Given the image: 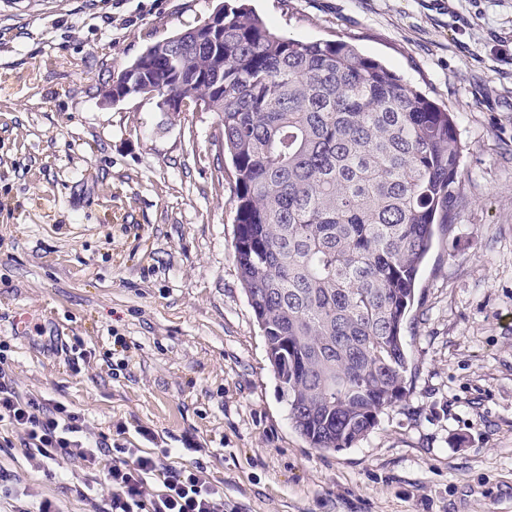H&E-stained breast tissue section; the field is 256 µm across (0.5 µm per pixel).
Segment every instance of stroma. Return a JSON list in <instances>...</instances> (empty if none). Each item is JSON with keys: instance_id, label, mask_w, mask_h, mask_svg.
I'll list each match as a JSON object with an SVG mask.
<instances>
[{"instance_id": "1", "label": "stroma", "mask_w": 512, "mask_h": 512, "mask_svg": "<svg viewBox=\"0 0 512 512\" xmlns=\"http://www.w3.org/2000/svg\"><path fill=\"white\" fill-rule=\"evenodd\" d=\"M220 0H0V358L23 394L130 448L202 459L236 512H512V0H249L278 35L353 40L456 116L455 221L402 334L407 394L351 447L294 429L234 261L217 116L100 89ZM79 344L72 370L47 346ZM154 431L149 443L139 429ZM0 512H89L0 426Z\"/></svg>"}]
</instances>
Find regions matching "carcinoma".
<instances>
[{
    "label": "carcinoma",
    "mask_w": 512,
    "mask_h": 512,
    "mask_svg": "<svg viewBox=\"0 0 512 512\" xmlns=\"http://www.w3.org/2000/svg\"><path fill=\"white\" fill-rule=\"evenodd\" d=\"M175 41L140 78L217 114L234 259L289 418L348 448L407 391L402 325L461 182L453 115L349 41L277 35L245 0L224 3L216 45L194 27Z\"/></svg>",
    "instance_id": "cac0c4a2"
}]
</instances>
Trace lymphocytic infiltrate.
Here are the masks:
<instances>
[{"label":"lymphocytic infiltrate","mask_w":512,"mask_h":512,"mask_svg":"<svg viewBox=\"0 0 512 512\" xmlns=\"http://www.w3.org/2000/svg\"><path fill=\"white\" fill-rule=\"evenodd\" d=\"M21 435V446L37 465L62 459L80 462L88 475L74 487L92 512H227L224 487L202 460L180 466L171 452L152 454L114 442L106 434L92 435L80 412L51 399L21 395L0 367V423ZM110 465L105 480L111 487L99 498L97 470L102 458Z\"/></svg>","instance_id":"1"}]
</instances>
